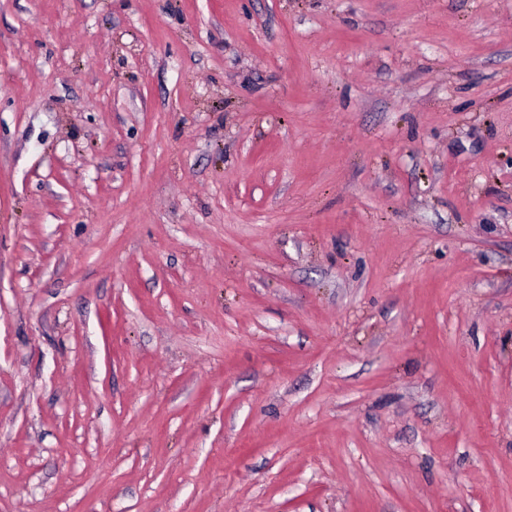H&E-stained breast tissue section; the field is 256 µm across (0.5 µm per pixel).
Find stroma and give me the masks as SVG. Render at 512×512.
<instances>
[{
  "instance_id": "obj_1",
  "label": "stroma",
  "mask_w": 512,
  "mask_h": 512,
  "mask_svg": "<svg viewBox=\"0 0 512 512\" xmlns=\"http://www.w3.org/2000/svg\"><path fill=\"white\" fill-rule=\"evenodd\" d=\"M0 512H512V0H0Z\"/></svg>"
}]
</instances>
